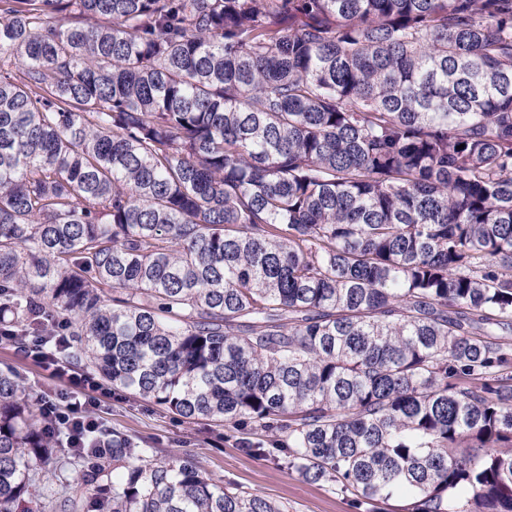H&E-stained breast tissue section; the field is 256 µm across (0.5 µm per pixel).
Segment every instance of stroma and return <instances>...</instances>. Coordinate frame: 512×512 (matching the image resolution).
Here are the masks:
<instances>
[{
	"label": "stroma",
	"instance_id": "stroma-1",
	"mask_svg": "<svg viewBox=\"0 0 512 512\" xmlns=\"http://www.w3.org/2000/svg\"><path fill=\"white\" fill-rule=\"evenodd\" d=\"M0 370L22 376L37 394L51 395L56 384L38 363L14 344H0ZM101 427L120 431L145 448L193 457L214 480L260 492L287 504L289 512H368L355 507L350 494L323 482H309L297 472L239 448L203 424H185L157 407L125 396L103 398Z\"/></svg>",
	"mask_w": 512,
	"mask_h": 512
}]
</instances>
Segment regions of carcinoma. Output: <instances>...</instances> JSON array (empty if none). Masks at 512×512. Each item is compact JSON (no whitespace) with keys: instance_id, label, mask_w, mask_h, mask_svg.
Listing matches in <instances>:
<instances>
[{"instance_id":"cac0c4a2","label":"carcinoma","mask_w":512,"mask_h":512,"mask_svg":"<svg viewBox=\"0 0 512 512\" xmlns=\"http://www.w3.org/2000/svg\"><path fill=\"white\" fill-rule=\"evenodd\" d=\"M55 328L372 512H512V0H0V332ZM84 444L0 373V512H288Z\"/></svg>"}]
</instances>
